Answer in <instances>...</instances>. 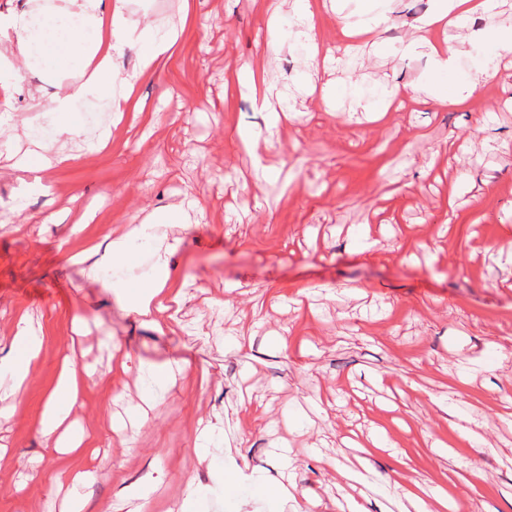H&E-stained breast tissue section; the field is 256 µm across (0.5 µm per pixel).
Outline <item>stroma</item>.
I'll list each match as a JSON object with an SVG mask.
<instances>
[{
    "label": "stroma",
    "instance_id": "1",
    "mask_svg": "<svg viewBox=\"0 0 512 512\" xmlns=\"http://www.w3.org/2000/svg\"><path fill=\"white\" fill-rule=\"evenodd\" d=\"M361 3L319 9L321 49ZM433 5L388 0L379 53L353 43L339 64L315 69L288 21L283 50L266 53L261 0H130L132 19L180 24L181 38L157 75L137 79L129 112L117 121L99 98L82 100L71 116L78 134L42 151L41 190L17 187L0 156V357L20 315L44 336L25 397L0 422V512H63L54 479L73 471L92 475L83 512H132L145 489L152 512H173L190 479L209 498L208 463L276 475L278 444L313 512H336L328 493L346 462L339 436L378 430L388 444L370 470L421 481L468 512H512V65L456 109L415 97L363 109L382 86L430 78V57L407 45ZM230 59L265 67L289 116L227 85ZM76 81L67 68L50 81L37 70L0 81L14 148L28 145L31 90L49 101ZM105 123L112 141L98 149ZM246 131L271 147L250 154ZM178 203L197 229H163L180 242L170 287L185 294L180 329L163 334L80 277L63 251ZM89 206L94 219L74 230ZM77 313L94 374L70 419L86 446L50 456L39 414ZM242 330L252 348L235 345ZM165 359L186 373L138 417L140 367ZM251 401L273 427L254 426ZM446 408L475 418L479 437L457 433ZM216 414L223 440L196 447L199 420Z\"/></svg>",
    "mask_w": 512,
    "mask_h": 512
}]
</instances>
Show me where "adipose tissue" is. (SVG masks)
Here are the masks:
<instances>
[{
	"label": "adipose tissue",
	"instance_id": "adipose-tissue-1",
	"mask_svg": "<svg viewBox=\"0 0 512 512\" xmlns=\"http://www.w3.org/2000/svg\"><path fill=\"white\" fill-rule=\"evenodd\" d=\"M490 8V0H436L435 9L421 20L420 27L428 33L451 24L459 26L470 15ZM127 10L128 0H71L70 13L76 16L77 22L69 27L59 28L51 14L43 15L42 26L37 30L27 19L14 20V39L0 45V58L9 57L14 61L9 69L13 82H24L32 63L38 61L46 67V78H53L65 65L79 77L73 91L47 103L39 92H32V107L41 112L42 120L25 129L31 145L43 148L41 131L45 128L55 137L72 134L68 116L85 96L105 94L110 111H123L133 91L132 84L120 78L124 52L131 41L142 45L138 76L155 75L160 64L171 55L179 37L177 28L140 25L128 18ZM494 77V69L480 61L457 92L434 94L429 83L423 82L383 89L381 98L387 105L400 96L421 95L430 98L435 106L445 108L472 96ZM137 242L150 248L152 277L131 291L126 287L122 269ZM174 250V244L159 237L157 225L132 224L104 248L94 247L75 254L69 262L87 280L115 292L125 309L143 318L146 324H154L156 316L160 315L168 329L174 331L180 326L181 311L180 294L168 288L170 257ZM13 341L22 345L23 353L0 359V402L16 401L25 394L32 366L41 352L43 336L40 328L24 316L16 323ZM86 376L87 371L77 355L70 354L54 378L39 419L40 433L54 439L53 452H77L84 443L83 432L68 425L67 419L82 393ZM254 485L263 489L265 497L270 499L272 512H311L312 500L296 494L292 475L261 474Z\"/></svg>",
	"mask_w": 512,
	"mask_h": 512
}]
</instances>
